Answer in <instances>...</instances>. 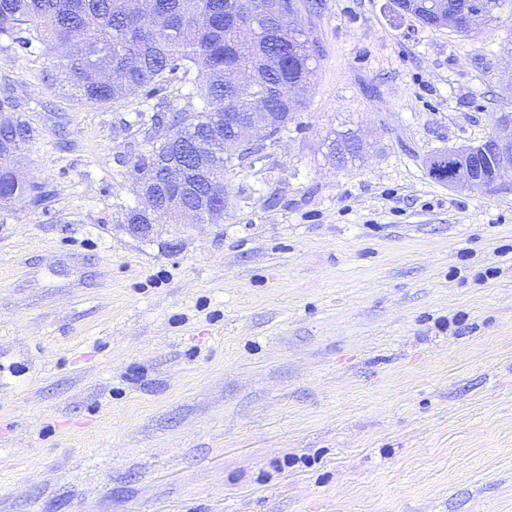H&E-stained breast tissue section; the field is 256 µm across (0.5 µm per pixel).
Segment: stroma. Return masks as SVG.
Wrapping results in <instances>:
<instances>
[{
	"label": "stroma",
	"mask_w": 512,
	"mask_h": 512,
	"mask_svg": "<svg viewBox=\"0 0 512 512\" xmlns=\"http://www.w3.org/2000/svg\"><path fill=\"white\" fill-rule=\"evenodd\" d=\"M388 4L301 11L303 111L221 223L145 233L140 96L84 103L0 43L38 132V195L0 210V512H512V181L426 166L512 108V12L467 37ZM358 140L351 132H341L337 134L331 142V154L342 162H352L361 155V148L357 146Z\"/></svg>",
	"instance_id": "stroma-1"
}]
</instances>
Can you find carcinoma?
Masks as SVG:
<instances>
[{
  "mask_svg": "<svg viewBox=\"0 0 512 512\" xmlns=\"http://www.w3.org/2000/svg\"><path fill=\"white\" fill-rule=\"evenodd\" d=\"M403 11L425 27L440 28L448 14L480 15L470 36L512 0H403ZM296 0H0V41L28 51L41 45L54 58L51 82L70 88L92 105L139 93L159 96L177 76L193 85L196 105L165 119L139 111L145 151L129 162L128 175L143 185L159 208L192 224L224 219V174L252 162L229 151L224 138L232 122L261 101L268 120L288 130L302 101L295 90L314 76L316 48L303 25L285 27ZM27 122L0 117V208L35 187L15 167L35 140ZM331 154L342 162L360 157L350 132L337 134ZM440 182L456 177L448 154L430 162Z\"/></svg>",
  "mask_w": 512,
  "mask_h": 512,
  "instance_id": "carcinoma-1",
  "label": "carcinoma"
}]
</instances>
